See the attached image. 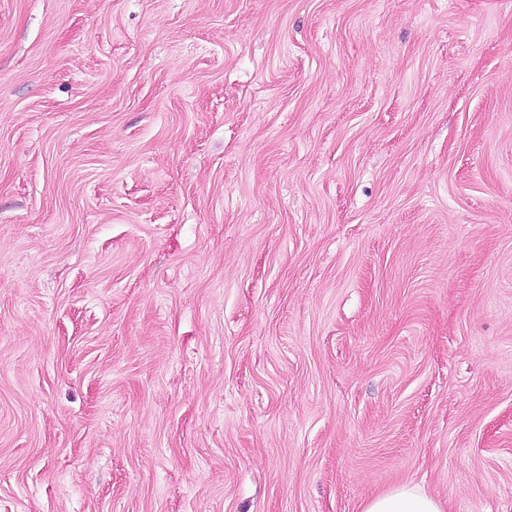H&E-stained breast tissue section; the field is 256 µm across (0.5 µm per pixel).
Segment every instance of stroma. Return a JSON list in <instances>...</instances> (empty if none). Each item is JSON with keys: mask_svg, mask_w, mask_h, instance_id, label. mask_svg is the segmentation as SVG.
I'll list each match as a JSON object with an SVG mask.
<instances>
[{"mask_svg": "<svg viewBox=\"0 0 512 512\" xmlns=\"http://www.w3.org/2000/svg\"><path fill=\"white\" fill-rule=\"evenodd\" d=\"M512 512V0H0V512ZM361 512H446V508L418 485L402 483L365 502Z\"/></svg>", "mask_w": 512, "mask_h": 512, "instance_id": "obj_1", "label": "stroma"}]
</instances>
